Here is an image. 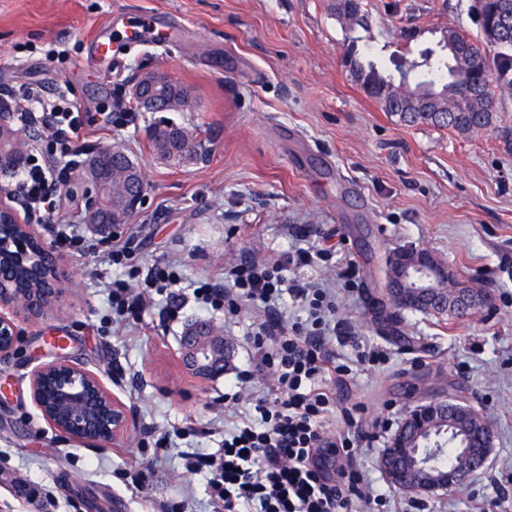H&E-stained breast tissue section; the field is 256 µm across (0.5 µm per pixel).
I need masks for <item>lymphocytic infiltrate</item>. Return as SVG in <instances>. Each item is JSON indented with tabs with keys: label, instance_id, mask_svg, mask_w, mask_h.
I'll list each match as a JSON object with an SVG mask.
<instances>
[{
	"label": "lymphocytic infiltrate",
	"instance_id": "lymphocytic-infiltrate-1",
	"mask_svg": "<svg viewBox=\"0 0 512 512\" xmlns=\"http://www.w3.org/2000/svg\"><path fill=\"white\" fill-rule=\"evenodd\" d=\"M41 122L61 154L79 151L81 113L51 109ZM16 190L34 211L54 210L60 201L58 174L33 155L26 158ZM286 293L305 303V321L277 316ZM195 296L233 316L245 305L268 314L232 395L233 401L251 403L254 419L225 431L216 453L194 455L190 463L192 470L211 472V497L221 512H357L359 502L372 510L387 506V495L367 487L357 461L363 435L352 411L323 383L324 377L341 382L348 374L328 339L335 291L288 277L280 262L245 259L226 269L223 280L197 286ZM264 373L273 380L269 398L249 388ZM336 413L343 425L334 431L329 421Z\"/></svg>",
	"mask_w": 512,
	"mask_h": 512
}]
</instances>
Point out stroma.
<instances>
[{"label":"stroma","mask_w":512,"mask_h":512,"mask_svg":"<svg viewBox=\"0 0 512 512\" xmlns=\"http://www.w3.org/2000/svg\"><path fill=\"white\" fill-rule=\"evenodd\" d=\"M364 25H343L327 0H0V93L37 90L86 123L84 153L119 146L146 184L139 213L102 238L82 196L64 198L38 231L61 258L63 295L45 317L19 320L0 360V512H213L207 477L188 468L210 453L225 423L252 418L225 403L246 369L263 314L238 316L198 304L194 285L221 279L252 253L287 257L294 246L329 249L299 276L336 291L338 392L367 436L358 459L368 484L389 492L393 512H512V154L485 134L406 126L354 80L348 47L385 66L418 58L448 26L475 33L469 0H366ZM160 14L177 34L100 62L88 38L117 16ZM420 30L413 42L403 32ZM143 69L165 72L190 94V109L162 118L195 130L208 153L172 167L148 129L160 116L137 109L129 85ZM73 227L78 247L58 245ZM129 249L112 265L113 242ZM426 249L458 282L484 288L497 307L464 319L406 311L388 330L387 260ZM177 262L179 317L152 301L140 320H112L109 285L132 267ZM212 322L231 370L200 381L179 364L189 324ZM379 350L360 361L359 344ZM99 373L129 408L116 445L87 448L55 431L35 407L29 373L55 359ZM448 394L495 426L485 468L463 491L410 495L379 459L407 412Z\"/></svg>","instance_id":"obj_1"}]
</instances>
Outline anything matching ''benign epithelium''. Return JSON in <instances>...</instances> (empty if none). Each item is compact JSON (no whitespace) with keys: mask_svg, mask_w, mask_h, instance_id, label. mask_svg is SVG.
Masks as SVG:
<instances>
[{"mask_svg":"<svg viewBox=\"0 0 512 512\" xmlns=\"http://www.w3.org/2000/svg\"><path fill=\"white\" fill-rule=\"evenodd\" d=\"M131 96L137 98L146 112H172L176 105L161 101L156 87H147L140 77L131 83ZM100 178L91 184V194L86 199L87 222L94 231L112 235V230L129 223L143 205L145 196L142 183L135 180L129 186L120 203V214L105 224L97 215ZM9 260L30 268L38 274H52L50 287L39 292L28 293L17 288L11 279L0 278V358L12 355L18 341L16 320L19 317L39 319L55 305L62 296V276L59 258L34 231L29 215L23 213L20 203L10 190L0 186V262ZM392 271L401 274V279L427 284L441 281L446 287L452 273L448 267L427 251L412 246L405 247L391 256ZM182 364L192 376L213 379L224 374V339L214 327L198 322L188 329L183 340ZM31 394L42 417L57 431L70 439L95 448L113 444L129 429L130 414L127 407L105 386L102 377L85 366L68 360H54L42 364L29 374ZM446 406L460 413L471 424L485 432L484 455H489L495 437L493 423L470 406H463L449 399L432 400L412 409L400 430L416 425L424 427L435 411ZM403 450L401 436L381 457V467L386 475L400 465L397 458ZM483 465H474L463 457L447 483L438 485L421 482L405 491L411 494L434 491H455L469 482Z\"/></svg>","mask_w":512,"mask_h":512,"instance_id":"benign-epithelium-1","label":"benign epithelium"}]
</instances>
